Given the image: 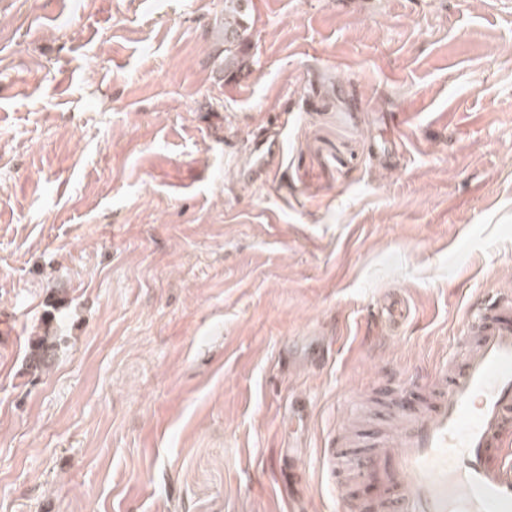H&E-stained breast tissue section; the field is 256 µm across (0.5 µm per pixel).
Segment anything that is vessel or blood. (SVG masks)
I'll return each instance as SVG.
<instances>
[{"instance_id":"b4317fda","label":"vessel or blood","mask_w":512,"mask_h":512,"mask_svg":"<svg viewBox=\"0 0 512 512\" xmlns=\"http://www.w3.org/2000/svg\"><path fill=\"white\" fill-rule=\"evenodd\" d=\"M274 140H256L252 165H269ZM377 325L397 331L408 311L388 296ZM460 359L414 376L399 391L383 385L399 420L365 440L337 431L333 467L352 473L341 512H512V292L472 301Z\"/></svg>"}]
</instances>
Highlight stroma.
<instances>
[{
  "label": "stroma",
  "mask_w": 512,
  "mask_h": 512,
  "mask_svg": "<svg viewBox=\"0 0 512 512\" xmlns=\"http://www.w3.org/2000/svg\"><path fill=\"white\" fill-rule=\"evenodd\" d=\"M157 2L0 0V512H336L360 392L512 289V0H252L233 76ZM277 152V145L270 138L256 140L252 148V168H262L269 165ZM377 326L397 331L406 321L408 311L402 300L394 295L387 296L383 304L377 306L375 313ZM33 336L29 340V365L35 369L47 366L55 354V336Z\"/></svg>",
  "instance_id": "35a3bbf8"
}]
</instances>
